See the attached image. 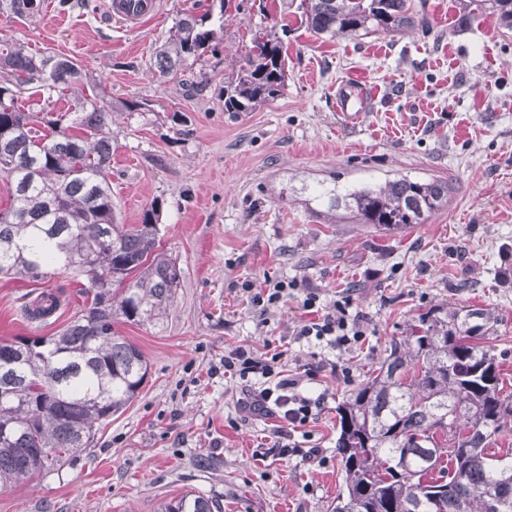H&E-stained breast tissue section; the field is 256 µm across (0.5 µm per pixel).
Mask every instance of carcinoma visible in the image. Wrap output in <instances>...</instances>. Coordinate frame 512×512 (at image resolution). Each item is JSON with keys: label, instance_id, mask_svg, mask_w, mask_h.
<instances>
[{"label": "carcinoma", "instance_id": "carcinoma-1", "mask_svg": "<svg viewBox=\"0 0 512 512\" xmlns=\"http://www.w3.org/2000/svg\"><path fill=\"white\" fill-rule=\"evenodd\" d=\"M279 19L256 30L224 74L219 98L237 118L282 95V37L300 24L318 35L364 36L423 21L414 0H281ZM43 0H0V14L35 15ZM456 26L487 15L512 30V0H455ZM269 18L268 0L194 2L177 14L156 52L159 78L216 53L224 14ZM0 274L32 279L50 268L85 277L86 305L55 335L0 340V485L48 473L89 447L96 427L125 409L148 374L143 353L115 325L161 323L181 280L161 250L158 203L139 224L112 208V105L80 64L18 42L0 47ZM77 96L70 113L58 100ZM41 105L34 121L22 100ZM448 201V184L406 178L350 193L362 224H423ZM498 318L486 308L430 306L392 341L389 354L336 407L344 486L328 512H512V449L495 437L512 423L500 387ZM162 512H223L217 499L185 494Z\"/></svg>", "mask_w": 512, "mask_h": 512}]
</instances>
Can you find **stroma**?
<instances>
[{
  "label": "stroma",
  "instance_id": "35a3bbf8",
  "mask_svg": "<svg viewBox=\"0 0 512 512\" xmlns=\"http://www.w3.org/2000/svg\"><path fill=\"white\" fill-rule=\"evenodd\" d=\"M427 0L425 27L358 38L300 28L288 43L283 95L241 118L218 99L224 73L259 18L224 20V42L200 65L201 93L160 80L155 53L185 0L135 30L112 27L102 0H50L34 16L0 15V39L76 59L100 83L112 116V201L123 224L160 201L161 246L180 286L162 323L119 324L148 363L139 395L100 424L94 442L56 471L0 488V512H161L187 493L221 499L224 512H326L343 483L336 406L378 365L390 340L436 303L488 308L498 317L505 387H512V31L485 22L440 25ZM362 74L382 96L361 122L336 112L339 81ZM148 100L127 112L126 100ZM406 177L448 183V202L425 223L389 232L362 224L332 198ZM288 278L325 298L349 288L370 334L336 351L295 340L297 300L259 315L242 282ZM62 297L29 322L25 302ZM82 279L0 278V340L49 336L85 305ZM284 352L307 367L303 389L326 400L303 432L326 461L258 462L270 418H247L242 385L216 367L225 352ZM349 368L320 369L318 356Z\"/></svg>",
  "mask_w": 512,
  "mask_h": 512
}]
</instances>
